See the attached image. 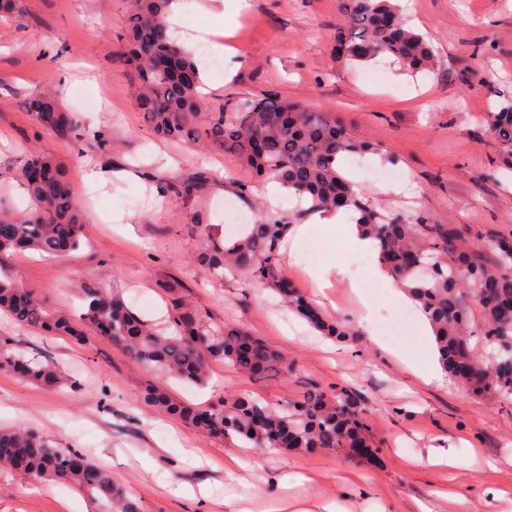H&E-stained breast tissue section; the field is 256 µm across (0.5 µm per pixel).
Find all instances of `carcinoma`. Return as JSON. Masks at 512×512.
<instances>
[{"label": "carcinoma", "mask_w": 512, "mask_h": 512, "mask_svg": "<svg viewBox=\"0 0 512 512\" xmlns=\"http://www.w3.org/2000/svg\"><path fill=\"white\" fill-rule=\"evenodd\" d=\"M343 23L336 35V53L364 62L386 54L405 71L434 66L431 46L406 26L392 0H340ZM171 0H130L123 53L124 65L139 85L138 106L153 133L170 143L206 142L224 147V154L249 168L261 183L275 182L304 198L313 211L347 210L362 235L370 238L378 261L426 315L443 370L473 394L512 399V237L497 236L474 245L456 224H430L424 215L412 219L375 207L369 197L342 174L338 160L350 154L381 153L368 141L352 136L329 113L307 104L276 98L244 99L235 112H205L200 71L193 57L169 34ZM177 58L168 74L152 69L156 53ZM27 109L37 123L57 137L73 139L77 121L59 109L50 94L31 99ZM487 125L512 162V105L487 114ZM33 207L24 215L0 210V255L35 250L63 255L77 250L83 234V213L60 167L34 154L16 171ZM283 216H263L247 225L230 244L206 230L194 263L207 275L224 272L268 285L289 310L321 335L343 340L346 326L324 315L303 293L288 286L279 267V251L289 232ZM80 320L52 311L46 300L26 293L8 275H0V309L19 322L78 342L86 332L104 336L128 359L154 375L139 399L179 419L202 434L237 438L265 452L303 453L347 448L370 453L369 425L344 393L329 395L312 385L286 405L238 395L215 406L197 408L174 397L166 380L198 384L212 363L223 362L249 376L288 370V359L248 330L210 322L170 293L167 317L143 320L104 289L83 286ZM479 330L470 326L472 311ZM0 370L17 371L44 387L66 384L59 369L14 352L0 339ZM0 466L38 479L69 484L95 495L113 512H142L112 476L78 449L53 447L23 428L0 429Z\"/></svg>", "instance_id": "cac0c4a2"}]
</instances>
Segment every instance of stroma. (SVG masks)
Wrapping results in <instances>:
<instances>
[{"label":"stroma","instance_id":"stroma-1","mask_svg":"<svg viewBox=\"0 0 512 512\" xmlns=\"http://www.w3.org/2000/svg\"><path fill=\"white\" fill-rule=\"evenodd\" d=\"M229 35L214 34L229 0H181L178 28L208 68L222 58L231 80L206 78L208 111H233L241 98L275 95L330 112L356 137L379 145L367 179L341 160L370 199L396 213H426L471 234H512V167L485 115L512 102V0H411L403 15L432 45L431 71L410 74L388 58L354 63L332 51L340 0H247ZM0 20V208L30 200L14 173L39 153L62 168L84 210L83 244L51 258L32 251L0 257L18 285L52 308L80 312L79 286L92 282L147 320L166 314L167 285L213 321L244 325L285 355L288 376L249 377L214 364L206 384L168 380L178 399L206 407L240 394L285 403L312 384L348 394L378 448L354 460L341 451L261 454L239 441L209 438L140 402L147 375L106 339L54 336L0 311V337L29 358L53 362L70 383L49 389L0 371V428L31 429L60 449L76 448L108 470L142 512H265L335 503L336 512H512V404L475 396L452 379L425 385L415 369L435 357L414 306L391 297L364 258L354 266L344 225L311 221L287 195L231 161L222 147L173 146L156 139L140 112L136 84L121 61L126 0H22ZM75 113V141L57 138L26 108L43 92ZM106 143L97 147L94 134ZM98 171L85 181L81 172ZM207 176L202 196L181 182ZM408 183L406 193L391 192ZM249 218L259 210L293 225L281 269L292 287L316 295L329 316L356 330L342 343L319 336L260 283L208 279L193 263L203 224L234 240L225 203ZM410 362H402L401 354ZM468 457L466 468L417 465L428 448ZM306 482H297V475ZM455 500L445 498V491ZM88 492L0 467V512H101Z\"/></svg>","mask_w":512,"mask_h":512}]
</instances>
